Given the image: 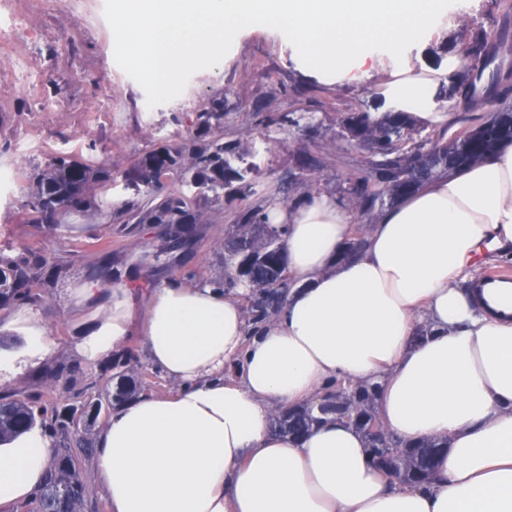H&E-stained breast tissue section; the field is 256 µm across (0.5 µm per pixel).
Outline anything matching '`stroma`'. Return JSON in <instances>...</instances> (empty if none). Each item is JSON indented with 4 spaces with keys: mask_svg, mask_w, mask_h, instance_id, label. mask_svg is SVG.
I'll return each mask as SVG.
<instances>
[{
    "mask_svg": "<svg viewBox=\"0 0 512 512\" xmlns=\"http://www.w3.org/2000/svg\"><path fill=\"white\" fill-rule=\"evenodd\" d=\"M39 37L31 48L50 96L75 101V108L44 112L24 142L16 137L29 113L31 99L17 86L0 83V169L11 183L0 188V247L32 248L59 269L52 285L39 288L37 301L25 312L43 326L54 342L48 363L75 364L82 382L102 389L100 362L86 360L76 343L81 324L101 316L90 307L76 313L75 288L99 280L104 263L112 265V283L133 289L145 304L153 288L166 282L218 280L224 276V239L230 224L247 209L297 198L314 190L341 197L352 174L366 168V150L350 146L337 163L318 166L336 140L339 113L372 112L373 90L387 78L372 71L358 83H326L311 78L292 58L287 35L276 25L253 29L218 49L219 61L191 69L172 98L155 96L139 68L111 54L113 31L104 22L112 0H18ZM156 97L149 121L138 106ZM224 101V140L239 144L241 167L252 168L257 193L242 197L235 187L221 199L195 197L204 221L202 236L190 247L157 255L163 226L136 223L122 212L134 200L125 178L152 149L187 140L198 112L212 99ZM314 114L313 128L298 130L282 123L285 115ZM71 152L91 157L112 172V186L99 189L113 213H70L64 223L45 229L26 221L24 202L34 168ZM111 251H104V243Z\"/></svg>",
    "mask_w": 512,
    "mask_h": 512,
    "instance_id": "1",
    "label": "stroma"
}]
</instances>
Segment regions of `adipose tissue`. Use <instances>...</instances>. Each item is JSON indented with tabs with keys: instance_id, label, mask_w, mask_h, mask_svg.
I'll list each match as a JSON object with an SVG mask.
<instances>
[{
	"instance_id": "1",
	"label": "adipose tissue",
	"mask_w": 512,
	"mask_h": 512,
	"mask_svg": "<svg viewBox=\"0 0 512 512\" xmlns=\"http://www.w3.org/2000/svg\"><path fill=\"white\" fill-rule=\"evenodd\" d=\"M112 14L123 54L158 84L274 20L318 77L359 82L387 68L382 111L442 127L452 115L438 89L471 65L460 52L435 68L405 64L410 45L438 39L448 0H114ZM266 215L287 227L294 286L256 336L239 299L210 283L163 284L143 310L104 281L76 290V308L112 307L85 329L83 357L137 333L178 383L118 408L101 434L110 512H512V300L472 286L479 262L512 253V143L383 211L347 260L359 222L347 204L314 191ZM24 330L26 347L0 354L1 385L51 350L43 327ZM335 378L378 386V412L401 440H447L429 484L390 481L362 432L335 416L299 440L272 431L276 408L316 402ZM50 454L38 426L0 444V512L32 496Z\"/></svg>"
}]
</instances>
